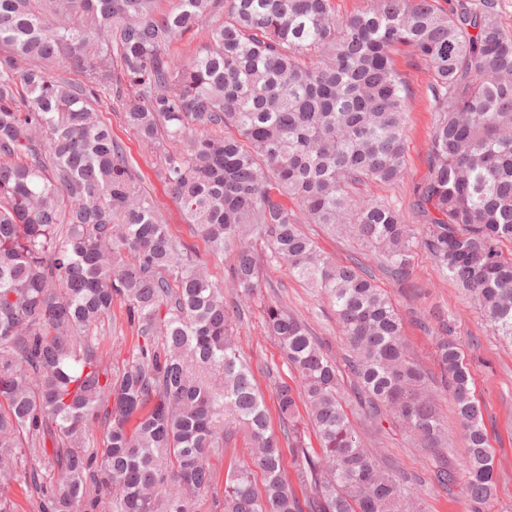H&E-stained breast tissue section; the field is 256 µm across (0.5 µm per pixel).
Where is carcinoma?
Wrapping results in <instances>:
<instances>
[{"label": "carcinoma", "mask_w": 512, "mask_h": 512, "mask_svg": "<svg viewBox=\"0 0 512 512\" xmlns=\"http://www.w3.org/2000/svg\"><path fill=\"white\" fill-rule=\"evenodd\" d=\"M498 6L373 0L340 17L332 0H176L167 12L159 0H0V469L39 512H193L213 488L208 458L237 424L250 461L228 468L221 512H406L399 476L344 409L336 360L277 301L265 325L301 381L321 454L286 384L270 430L224 287L173 235L101 112L115 95L132 135L166 147L157 176L210 252L232 257L241 298L261 288L265 259L330 295L364 420L387 416L435 451L445 423L401 316L369 269L321 254L298 215L354 236L398 279L423 246L512 340V33ZM207 18L206 43L176 59L174 42ZM402 48L431 70L436 112L419 233L394 204L351 194L405 173ZM116 300L138 338L117 374L98 336ZM437 320L435 358L480 512L495 493L493 456L470 367ZM97 429L103 445L90 450ZM456 478L442 461L438 485Z\"/></svg>", "instance_id": "cac0c4a2"}]
</instances>
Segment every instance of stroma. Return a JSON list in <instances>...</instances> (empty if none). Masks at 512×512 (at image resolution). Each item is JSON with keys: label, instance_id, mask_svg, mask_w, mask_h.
I'll return each mask as SVG.
<instances>
[{"label": "stroma", "instance_id": "35a3bbf8", "mask_svg": "<svg viewBox=\"0 0 512 512\" xmlns=\"http://www.w3.org/2000/svg\"><path fill=\"white\" fill-rule=\"evenodd\" d=\"M394 60L411 90L406 173L397 184H369L360 187L359 193L397 205L414 224L418 221L415 207L417 191L429 175V142L436 120L429 92L431 72L424 61L409 52L396 54ZM103 118L111 125L113 135L125 146L132 166L142 178L144 189L170 224L172 232L206 262L213 279L223 284L228 302L236 303L237 297L229 279L230 258L209 253L201 236L187 223L178 200L156 174L162 159L161 151L136 141L127 132L119 113L107 111ZM304 230L324 253L337 261L347 263L356 260L366 267L376 268L378 256L371 249L328 235L315 224L305 225ZM263 282L259 295L243 306L238 336L256 383L272 410L270 424L276 429L280 426V419L274 411L275 385L293 382L294 373L274 338L265 330V304L271 300L282 301L305 320L336 360H343L347 348L327 295L304 286L289 275L286 266L276 263L264 265ZM376 282L387 292L403 317L404 334L411 352L436 382L433 396L448 423L446 453L450 461L460 466L467 454L464 432L455 418L447 393L438 383L440 371L434 362L435 333L420 325L421 320L431 319L438 311L452 320L455 334L471 364L472 390L482 407L483 422L495 460L496 493L482 506L481 512H512V344L494 336L473 301L447 278L424 248H415L409 279L405 284H397L381 273L377 274ZM381 427L378 433L365 430L367 445L380 460L392 463L406 476L403 486L406 501L413 503L419 512H469L463 484L454 485L448 492L436 486L433 480L436 458L430 449L412 445L390 419H382ZM248 446L246 436L237 433L223 455L211 457L214 491L198 502L196 512H219L215 498L223 493L224 474L231 463L248 460Z\"/></svg>", "mask_w": 512, "mask_h": 512}]
</instances>
